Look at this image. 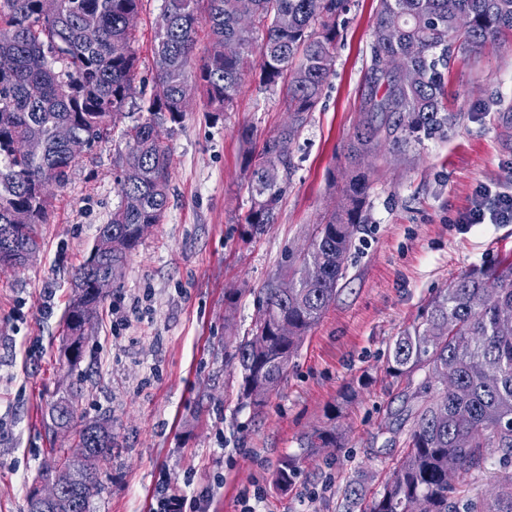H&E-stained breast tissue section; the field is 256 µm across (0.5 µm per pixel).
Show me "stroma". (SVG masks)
I'll use <instances>...</instances> for the list:
<instances>
[{"label": "stroma", "mask_w": 512, "mask_h": 512, "mask_svg": "<svg viewBox=\"0 0 512 512\" xmlns=\"http://www.w3.org/2000/svg\"><path fill=\"white\" fill-rule=\"evenodd\" d=\"M377 0H352L334 51V72L292 146L295 168L278 219L242 233L250 206L238 130L254 147L288 120V90L246 78L232 111L214 117L194 99L169 141L171 181L162 223L129 256L86 337L84 361L60 354L72 274L90 254L122 197L127 153L121 129L146 115L163 0H143L134 43L133 102L50 191L41 248L0 273V512H27L26 495L47 449L55 393L82 390L78 420L112 418L118 448L91 512H153L155 489L210 496L209 512H344L347 482L382 489L405 448L403 383L386 372L389 348L425 302L461 272L512 258L511 224H462L479 188L512 192V36L454 60L446 136L366 158L372 189L335 301L304 336L261 407L241 397L228 361L258 322L263 289L283 277L325 213L340 200L344 149L365 114L371 24ZM358 396L336 420L327 409L346 386ZM336 424L342 448L308 453L301 439ZM297 460L288 490L275 484L283 458Z\"/></svg>", "instance_id": "stroma-1"}]
</instances>
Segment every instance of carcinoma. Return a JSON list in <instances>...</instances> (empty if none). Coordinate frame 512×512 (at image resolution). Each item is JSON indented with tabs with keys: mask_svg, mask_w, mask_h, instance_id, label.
Returning a JSON list of instances; mask_svg holds the SVG:
<instances>
[{
	"mask_svg": "<svg viewBox=\"0 0 512 512\" xmlns=\"http://www.w3.org/2000/svg\"><path fill=\"white\" fill-rule=\"evenodd\" d=\"M59 12L42 14L41 0H0V271L23 267V257L37 253L39 228L47 223L48 198L39 194L42 180L65 184L74 160L55 138L67 123L75 135L95 144L123 114L136 77L133 27L127 17L139 13L142 0H59ZM254 24L241 23L240 0H165L170 25L155 35L156 76L145 119L122 131L128 142L118 178L121 205L98 229L90 255L73 275V296L64 317L65 353L72 367L83 359L85 316L97 314L106 295L95 288L105 274L117 276L141 242L142 226L165 217L170 185L169 138L184 120L183 84L193 81L210 112L230 111L245 76L258 71L259 86L288 83V124L252 148L253 130L240 132L246 149L251 206L243 233H263L277 220L282 175L294 167L293 155L280 153L293 144L310 121L330 75L339 27L349 0H251ZM470 18L459 30L448 0H378L372 19L371 91L364 98L366 121L348 146L351 169L340 207L316 225L298 265L289 269L288 287L264 289L265 322L240 340L229 360L241 376L242 398L259 406L274 390L299 343L323 317L336 296L345 259L359 225L366 223L371 183L361 162L389 140L404 151L448 128L446 77L452 60L465 58L512 33V0H456ZM208 28L210 49L195 65L200 27ZM98 31L87 43L82 32ZM228 41L239 44L234 56L222 52ZM391 54L404 56L419 73L407 83L386 69ZM64 63V68L56 64ZM36 138L42 153L17 155V139ZM23 224L21 232L14 225ZM512 260L472 268L458 275L422 307L410 327L394 339L387 358L389 376L415 385L420 400L407 451L383 490L365 512H512ZM448 328L437 340L433 330ZM447 367L456 388L438 381ZM417 373L423 374L414 382ZM81 391L69 388L51 404L46 427H68L76 446L95 449L81 466L83 480L58 512H89L100 486V471L116 447L112 418L101 416L80 427L75 415ZM344 437L319 429L306 448H340ZM498 457L504 471L495 496L455 498L448 486V458L459 476L482 470ZM297 472L287 458L277 473L286 489Z\"/></svg>",
	"mask_w": 512,
	"mask_h": 512,
	"instance_id": "cac0c4a2",
	"label": "carcinoma"
}]
</instances>
